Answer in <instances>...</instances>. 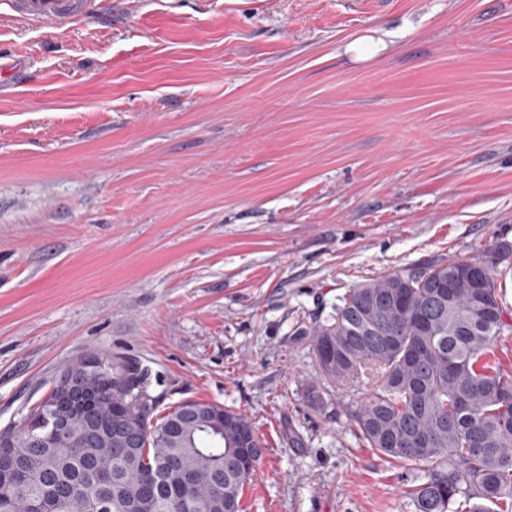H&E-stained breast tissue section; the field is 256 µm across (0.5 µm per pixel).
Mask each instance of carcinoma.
Instances as JSON below:
<instances>
[{"mask_svg": "<svg viewBox=\"0 0 512 512\" xmlns=\"http://www.w3.org/2000/svg\"><path fill=\"white\" fill-rule=\"evenodd\" d=\"M475 259L391 272L349 289L304 335L319 376L338 387L376 377L354 413L368 448L423 468L412 491L415 512H512V367L496 349L512 328L502 272L491 268L480 288L461 280ZM116 384L88 379L97 408L71 420L61 444L19 448L22 472L0 490V512H31L49 500L55 512H83L91 498L109 512H239L244 485L262 455L244 459L237 432L216 433L218 414L246 428L248 418L195 402V418L174 408L154 415L149 374L136 362L107 359ZM44 408L39 401L3 430L20 438ZM152 480V499L140 501Z\"/></svg>", "mask_w": 512, "mask_h": 512, "instance_id": "obj_1", "label": "carcinoma"}]
</instances>
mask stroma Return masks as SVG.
Masks as SVG:
<instances>
[{
	"instance_id": "obj_1",
	"label": "stroma",
	"mask_w": 512,
	"mask_h": 512,
	"mask_svg": "<svg viewBox=\"0 0 512 512\" xmlns=\"http://www.w3.org/2000/svg\"><path fill=\"white\" fill-rule=\"evenodd\" d=\"M379 31L366 62L345 45ZM512 244V0H0V430L86 354L157 414H245L241 512H414L300 331L354 285ZM15 17L49 24L65 23L90 9L91 0H8Z\"/></svg>"
}]
</instances>
